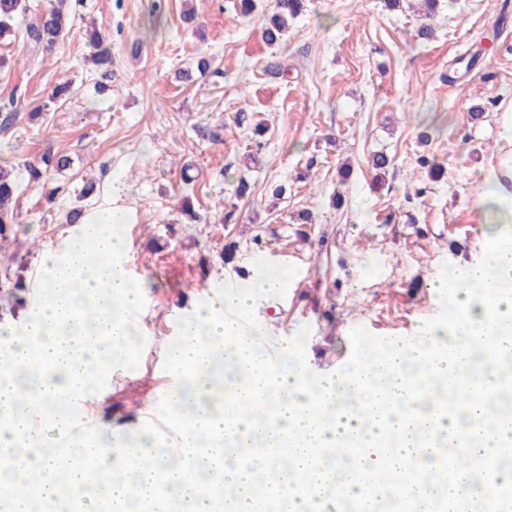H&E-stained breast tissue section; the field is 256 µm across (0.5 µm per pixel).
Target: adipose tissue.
<instances>
[{"instance_id": "ef3b65f1", "label": "adipose tissue", "mask_w": 512, "mask_h": 512, "mask_svg": "<svg viewBox=\"0 0 512 512\" xmlns=\"http://www.w3.org/2000/svg\"><path fill=\"white\" fill-rule=\"evenodd\" d=\"M495 202L496 209L485 211L484 221L503 230L486 243L485 260L437 285L451 309L449 319L422 328L420 341L409 348L379 362L360 357L344 372L319 379L316 388H309L299 363L268 368L224 319L228 309L242 315L257 310L284 284L280 270L259 273L248 293L225 294L215 299L205 319L188 321L185 340L168 357L183 380L176 403L193 401L198 406L195 419L178 423L181 446L195 465L168 470L160 479L143 464L154 454L151 432L119 447L102 433L80 449L47 454V435H60L69 416L45 413L37 419L32 410L17 408L13 378L18 368L39 366L35 393L42 402L61 404L69 396L95 392L103 365L117 356L130 334L128 314L139 305V290L122 265L88 260L93 253L123 252L122 240L110 229L124 223L126 215L112 207L93 212L66 255L50 252L42 257L52 293L29 310L23 336L12 342L10 361L0 362V456L6 459L0 466V490L11 493L13 512H33L35 503L54 500L66 486L80 491L91 487L93 480L83 466L90 456L120 512H132L133 504L160 495L188 502L190 512H210L207 491L196 475L211 468L210 454L200 448L201 436L224 433V413L209 405L211 390L202 378L211 357L219 353L243 374L235 384L234 406L250 405L264 395L285 398L273 417L239 418L234 432L246 443L259 439L265 447L286 449L292 461L288 481L261 487L255 480L260 463L225 466L224 483L235 488L239 505L261 496L286 497L292 512H340L346 499L372 501L373 492L360 479H335L322 471L320 451L349 437L364 469L391 471L403 469L407 459L428 456L423 435L454 439V417L432 409L409 411L403 404L416 393H429L433 380L467 373L463 355L450 360L442 353L447 335L494 351L502 346L501 325L512 323V192L500 191ZM352 397L359 402L357 410L331 414L332 406ZM386 434L397 436V447L383 448Z\"/></svg>"}]
</instances>
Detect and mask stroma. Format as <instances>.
Returning a JSON list of instances; mask_svg holds the SVG:
<instances>
[{
    "mask_svg": "<svg viewBox=\"0 0 512 512\" xmlns=\"http://www.w3.org/2000/svg\"><path fill=\"white\" fill-rule=\"evenodd\" d=\"M154 2L83 0L48 57L0 40V103L18 100L14 126L0 132V165L14 167L18 183L16 219L0 240V270H9L0 273V325L20 330L42 255L79 230L69 209L124 210L116 232L140 289L137 344L79 407L97 430L125 441L145 428L169 448L173 415L150 417L159 394L181 381L156 368L178 342L174 321L206 313L203 289L242 288L261 267L285 273L286 287L248 321L319 378L375 350L379 333L412 337L447 320L433 286L482 259L484 178L508 149L497 111L512 102V0H439L429 40L417 35V0H307L276 46L261 37L274 0H257L247 17L234 0H167L158 25ZM190 4L193 29L182 19ZM95 22L112 34L106 80L84 64ZM473 54L476 65L464 70L460 58ZM201 55L213 58L215 74L179 80ZM269 61L287 78L267 72ZM66 80L75 94L49 102L48 90ZM242 107L267 134L235 124ZM200 126L217 140L200 139ZM50 146L73 160L53 179L65 191L51 205L23 168ZM378 152L389 159L380 176L369 165ZM424 156L444 167L441 178L420 165ZM242 175L252 186L246 201L235 196ZM88 180L98 191L80 198ZM280 184L285 194L273 196ZM187 203L198 223H185ZM230 241L237 252L228 263Z\"/></svg>",
    "mask_w": 512,
    "mask_h": 512,
    "instance_id": "35a3bbf8",
    "label": "stroma"
}]
</instances>
